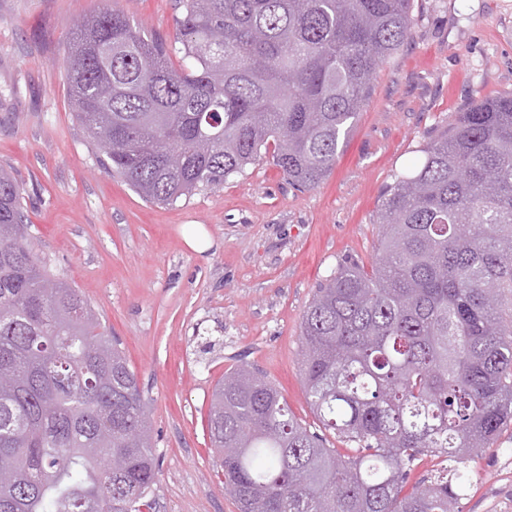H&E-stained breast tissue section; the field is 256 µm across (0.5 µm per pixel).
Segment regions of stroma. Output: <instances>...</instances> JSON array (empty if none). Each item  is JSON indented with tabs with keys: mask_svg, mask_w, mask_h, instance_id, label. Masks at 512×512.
<instances>
[{
	"mask_svg": "<svg viewBox=\"0 0 512 512\" xmlns=\"http://www.w3.org/2000/svg\"><path fill=\"white\" fill-rule=\"evenodd\" d=\"M124 9L173 38L176 0H0V165L24 182L28 234L48 269L101 316L148 402L156 512H238L208 435L212 390L246 362L319 431L300 375V325L339 265L371 266L395 173L470 104L512 93V0H414L409 41L378 69L317 188L271 157L173 205L106 174L66 78L78 23ZM206 233L205 251L187 241ZM459 512H512V424L465 464Z\"/></svg>",
	"mask_w": 512,
	"mask_h": 512,
	"instance_id": "1",
	"label": "stroma"
}]
</instances>
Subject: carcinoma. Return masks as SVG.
<instances>
[{
  "label": "carcinoma",
  "instance_id": "cac0c4a2",
  "mask_svg": "<svg viewBox=\"0 0 512 512\" xmlns=\"http://www.w3.org/2000/svg\"><path fill=\"white\" fill-rule=\"evenodd\" d=\"M413 0H178L175 36L120 9L78 25L67 80L104 172L174 204L264 154L288 183L336 164ZM179 54L176 68L171 56ZM384 190L371 269L342 265L301 322L312 413L246 365L208 432L239 512H459L460 464L512 421V94L472 104ZM0 167V512H143L157 464L135 372L25 237ZM447 466L406 489L424 456ZM123 467L108 472L105 461Z\"/></svg>",
  "mask_w": 512,
  "mask_h": 512
}]
</instances>
